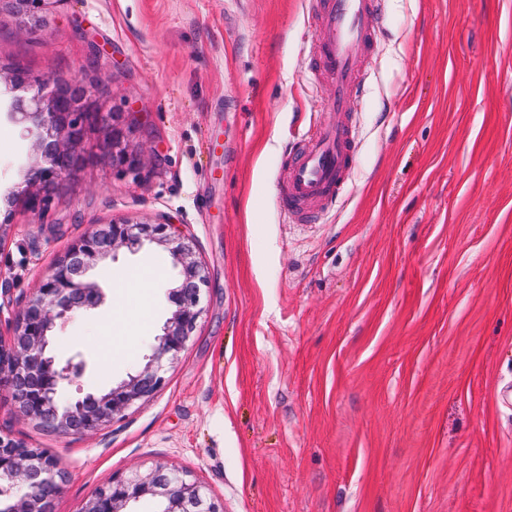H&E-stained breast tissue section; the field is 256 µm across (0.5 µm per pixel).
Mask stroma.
I'll return each mask as SVG.
<instances>
[{"label": "stroma", "instance_id": "obj_1", "mask_svg": "<svg viewBox=\"0 0 512 512\" xmlns=\"http://www.w3.org/2000/svg\"><path fill=\"white\" fill-rule=\"evenodd\" d=\"M375 25L356 166L297 224L276 184L332 109L306 0H65L37 32L0 14V339L113 219L178 224L209 277L162 387L111 426L56 435L0 405V436L66 471L55 512L158 464L224 512H512V0H381ZM15 63L142 113V167L90 163L41 217L8 207L40 161L11 118ZM146 267L147 290H116ZM175 276L154 245L94 273L103 302L54 333L84 365L63 400L144 364Z\"/></svg>", "mask_w": 512, "mask_h": 512}]
</instances>
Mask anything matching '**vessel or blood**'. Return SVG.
<instances>
[{"label": "vessel or blood", "instance_id": "vessel-or-blood-1", "mask_svg": "<svg viewBox=\"0 0 512 512\" xmlns=\"http://www.w3.org/2000/svg\"><path fill=\"white\" fill-rule=\"evenodd\" d=\"M375 0H324L315 29L316 79L334 90L324 123L303 133L276 189L281 212L306 220L335 199L355 159L352 110L375 32Z\"/></svg>", "mask_w": 512, "mask_h": 512}]
</instances>
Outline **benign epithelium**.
<instances>
[{"mask_svg":"<svg viewBox=\"0 0 512 512\" xmlns=\"http://www.w3.org/2000/svg\"><path fill=\"white\" fill-rule=\"evenodd\" d=\"M64 0H0V12L20 19L26 30L42 25L52 7ZM108 91L81 82L35 84L27 97L12 102L16 122L34 126L36 145L44 163L23 172L25 209L44 215L53 194L62 190L88 159L137 170L141 158L128 152L122 114L106 105ZM167 248L177 268L169 292L171 317L156 337L145 365L119 384L88 393L64 404L61 389L83 373L81 363L60 362L49 349L58 323L80 316L103 301L100 285L89 273L115 259L118 249L144 244ZM208 277L196 258L191 240L173 231V224L112 220L97 224L74 240L57 269L29 298L12 328L9 347L0 345V400L11 402L18 414L42 430L72 436H90L149 398L163 385V360L173 361L186 348L201 314L200 301ZM66 472L41 448L0 437V483L14 490L0 512H52L53 499ZM160 498L162 512H223L200 483L164 465L138 470L98 488L79 512H124L132 500Z\"/></svg>","mask_w":512,"mask_h":512,"instance_id":"obj_1","label":"benign epithelium"}]
</instances>
